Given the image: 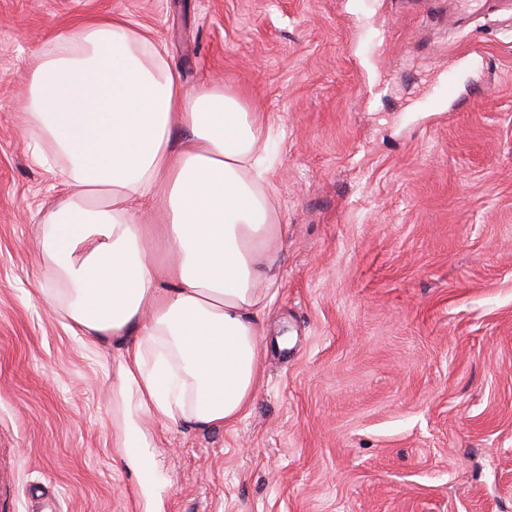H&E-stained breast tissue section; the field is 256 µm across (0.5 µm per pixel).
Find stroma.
I'll use <instances>...</instances> for the list:
<instances>
[{"instance_id": "1", "label": "stroma", "mask_w": 512, "mask_h": 512, "mask_svg": "<svg viewBox=\"0 0 512 512\" xmlns=\"http://www.w3.org/2000/svg\"><path fill=\"white\" fill-rule=\"evenodd\" d=\"M452 11L0 0V512H512V0ZM112 14L187 90L262 114L288 230L248 415L141 418L147 489L112 446L122 347L84 346L37 296L55 177L17 94L35 53Z\"/></svg>"}]
</instances>
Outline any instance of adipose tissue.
<instances>
[{
	"label": "adipose tissue",
	"instance_id": "adipose-tissue-1",
	"mask_svg": "<svg viewBox=\"0 0 512 512\" xmlns=\"http://www.w3.org/2000/svg\"><path fill=\"white\" fill-rule=\"evenodd\" d=\"M21 102L39 163L61 162L39 296L83 342L125 344L114 445L153 480L141 416L233 425L262 375L286 233L262 119L223 88L187 92L161 42L120 15L35 55Z\"/></svg>",
	"mask_w": 512,
	"mask_h": 512
}]
</instances>
